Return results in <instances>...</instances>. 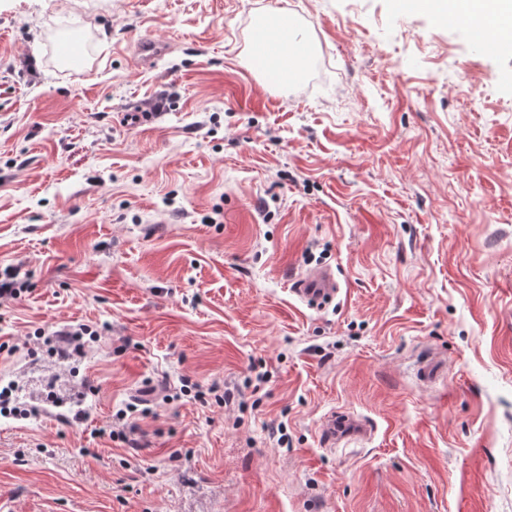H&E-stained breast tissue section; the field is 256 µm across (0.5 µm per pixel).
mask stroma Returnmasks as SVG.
<instances>
[{
	"label": "stroma",
	"instance_id": "35a3bbf8",
	"mask_svg": "<svg viewBox=\"0 0 512 512\" xmlns=\"http://www.w3.org/2000/svg\"><path fill=\"white\" fill-rule=\"evenodd\" d=\"M398 8L0 0L12 512H512V53ZM280 18L295 85L249 55ZM317 267L342 290L316 309ZM337 410L370 435L323 447ZM339 290L336 277L327 268L310 270L298 277L292 288L296 297L309 307H319L333 300Z\"/></svg>",
	"mask_w": 512,
	"mask_h": 512
}]
</instances>
